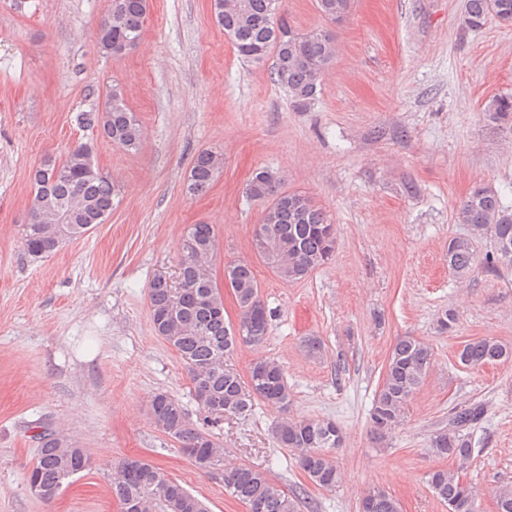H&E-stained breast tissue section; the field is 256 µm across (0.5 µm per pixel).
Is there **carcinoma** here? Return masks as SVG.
I'll use <instances>...</instances> for the list:
<instances>
[{"label": "carcinoma", "mask_w": 512, "mask_h": 512, "mask_svg": "<svg viewBox=\"0 0 512 512\" xmlns=\"http://www.w3.org/2000/svg\"><path fill=\"white\" fill-rule=\"evenodd\" d=\"M350 4L351 0H317L320 14L330 23L340 22ZM213 10L215 22L241 58L253 63L273 58L274 81L288 90L296 110L305 111L334 60L333 35L324 30L294 32L283 0H214ZM145 15L146 0H111L95 32L99 50L119 57L135 49ZM490 19L512 26V0H465L463 31L479 30ZM485 115L512 130V95L493 98ZM76 120L81 127L96 130L102 138L127 150L136 151L141 146L142 127L117 86L107 91L103 108L83 110ZM223 165L221 153L200 151L187 176V191L194 195L205 192ZM33 193L22 243L34 258L55 252L103 223L118 199L112 177L95 162L92 138L72 146L61 160L46 157L33 172ZM248 193L266 203L259 228L270 235L273 247L262 259L279 278L302 280L332 259L336 235L330 233V221L311 197L282 190L281 180L267 170L255 172ZM52 214L60 215L64 223H52ZM457 219L469 227L468 235L448 242V269L458 279L471 274L476 262L475 242L487 235L494 242V251L486 257L487 268L512 271V210L503 205L496 190L488 185L475 186L460 203ZM216 237L212 224L189 225L180 243V287L151 281L148 295L156 332L178 353L188 371L192 396L213 421L250 412L258 402L280 409L285 416L274 429L277 443L298 453L299 465L313 484L332 488L340 479L328 454V449L342 443L336 424L286 416L291 393L276 359H255L245 378L226 363L239 345L259 346L266 341L272 313L260 296L251 262L237 260L225 267L224 286L235 297L239 320L233 325L224 319L223 295L211 267ZM431 357L430 347L410 336L392 346L370 413L379 439H385L401 424L404 406L425 380ZM458 359L471 368L505 362L512 360V347L481 339L463 345ZM148 414L154 426L180 443L199 469H215L224 455L223 446L189 423L179 400L156 393L149 401ZM483 416L480 403L455 411L449 428L435 437L433 452L462 466L467 464L473 453L469 432ZM37 439V462L27 477L38 484L37 496L50 501L69 478L90 467V459L84 449L50 429ZM123 463L132 466L135 474L120 467L114 470L112 494L121 508L129 504L133 512H208L203 501L161 468L139 458H126ZM428 485L451 512H476L475 491L457 473L435 470L428 476ZM224 493L244 505L260 500L265 512H298L295 498L265 472L249 466L224 470ZM494 495L497 512H512V486H501ZM366 497L373 502L372 512H400L398 501L384 489H372Z\"/></svg>", "instance_id": "cac0c4a2"}]
</instances>
